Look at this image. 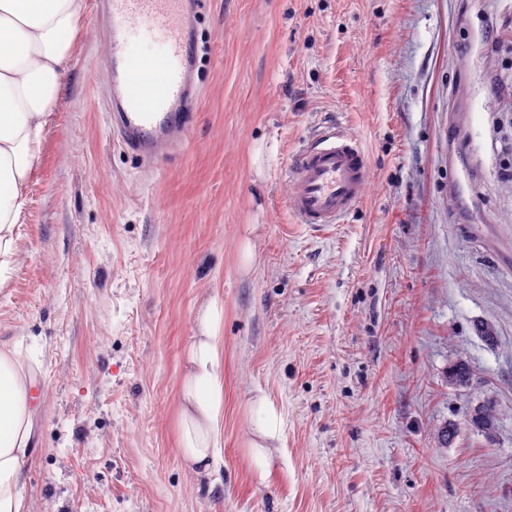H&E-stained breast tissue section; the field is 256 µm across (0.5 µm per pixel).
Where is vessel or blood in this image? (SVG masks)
<instances>
[{"label":"vessel or blood","mask_w":512,"mask_h":512,"mask_svg":"<svg viewBox=\"0 0 512 512\" xmlns=\"http://www.w3.org/2000/svg\"><path fill=\"white\" fill-rule=\"evenodd\" d=\"M202 7V0H104L113 121L124 148L138 158L163 160L183 132L197 96L191 32ZM139 31L161 43L157 61L135 56L133 36ZM369 177L358 138L325 128L291 162L287 207L301 224L340 223L362 201Z\"/></svg>","instance_id":"obj_1"}]
</instances>
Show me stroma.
<instances>
[{
    "instance_id": "1",
    "label": "stroma",
    "mask_w": 512,
    "mask_h": 512,
    "mask_svg": "<svg viewBox=\"0 0 512 512\" xmlns=\"http://www.w3.org/2000/svg\"><path fill=\"white\" fill-rule=\"evenodd\" d=\"M85 5L0 287V350L35 383L25 512H512V0H205L199 98L153 168L112 135L101 0ZM329 126L370 179L343 223L309 228L289 167ZM211 297L213 487L177 449ZM485 401L490 438L464 425Z\"/></svg>"
}]
</instances>
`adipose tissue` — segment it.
<instances>
[{"mask_svg":"<svg viewBox=\"0 0 512 512\" xmlns=\"http://www.w3.org/2000/svg\"><path fill=\"white\" fill-rule=\"evenodd\" d=\"M84 8V0H0V284L18 253L16 227ZM223 316L214 298L199 309L180 380L179 454L198 476L224 466ZM32 388L19 362L0 352V512L24 509Z\"/></svg>","mask_w":512,"mask_h":512,"instance_id":"1","label":"adipose tissue"}]
</instances>
